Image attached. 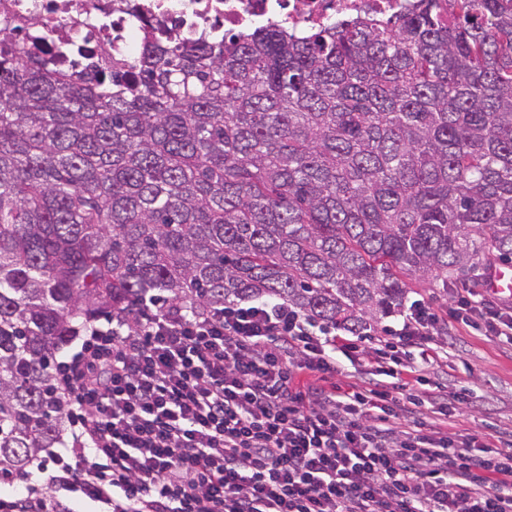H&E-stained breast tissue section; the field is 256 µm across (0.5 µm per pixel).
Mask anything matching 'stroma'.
<instances>
[{"label":"stroma","mask_w":512,"mask_h":512,"mask_svg":"<svg viewBox=\"0 0 512 512\" xmlns=\"http://www.w3.org/2000/svg\"><path fill=\"white\" fill-rule=\"evenodd\" d=\"M431 381L447 392L468 390L470 404L449 429L465 434L512 433V346L470 328H452L448 355L429 368Z\"/></svg>","instance_id":"35a3bbf8"}]
</instances>
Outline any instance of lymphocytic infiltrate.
<instances>
[{
    "mask_svg": "<svg viewBox=\"0 0 512 512\" xmlns=\"http://www.w3.org/2000/svg\"><path fill=\"white\" fill-rule=\"evenodd\" d=\"M452 322L512 345V306L471 288L445 318L412 302L381 338L253 301L117 309L56 371L69 446L0 512H512V435L429 420L469 401L425 372ZM342 356L377 369L341 385Z\"/></svg>",
    "mask_w": 512,
    "mask_h": 512,
    "instance_id": "1",
    "label": "lymphocytic infiltrate"
}]
</instances>
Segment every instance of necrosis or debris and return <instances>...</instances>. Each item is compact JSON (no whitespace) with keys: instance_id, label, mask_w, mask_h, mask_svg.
Masks as SVG:
<instances>
[{"instance_id":"1","label":"necrosis or debris","mask_w":512,"mask_h":512,"mask_svg":"<svg viewBox=\"0 0 512 512\" xmlns=\"http://www.w3.org/2000/svg\"><path fill=\"white\" fill-rule=\"evenodd\" d=\"M412 0H0V25L17 30L26 58L47 55L52 40L71 46L61 67L93 74L105 60L131 57L144 22L161 23L180 38L253 29L271 22L297 32L352 17L385 19Z\"/></svg>"}]
</instances>
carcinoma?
Here are the masks:
<instances>
[{"instance_id":"carcinoma-1","label":"carcinoma","mask_w":512,"mask_h":512,"mask_svg":"<svg viewBox=\"0 0 512 512\" xmlns=\"http://www.w3.org/2000/svg\"><path fill=\"white\" fill-rule=\"evenodd\" d=\"M147 39L88 80L0 59V482L63 442L78 330L145 300L347 333L512 259V0L304 38Z\"/></svg>"}]
</instances>
